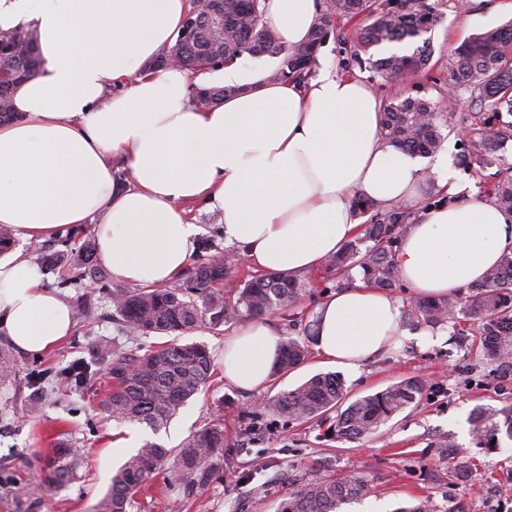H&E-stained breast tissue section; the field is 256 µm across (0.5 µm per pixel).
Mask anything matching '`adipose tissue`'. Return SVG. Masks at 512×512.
<instances>
[{
    "mask_svg": "<svg viewBox=\"0 0 512 512\" xmlns=\"http://www.w3.org/2000/svg\"><path fill=\"white\" fill-rule=\"evenodd\" d=\"M318 3L266 0L264 23L299 47ZM185 11L186 0H0V29H35L43 60L0 124V225L31 242L92 225L113 278L155 288L177 281L200 243L190 203L221 214L225 245L256 269L310 273L357 234L354 195L416 202L424 163L382 139L363 80L325 65L300 85L271 82L273 59L193 81L155 68ZM218 83L239 91L215 109L193 103L192 86ZM510 251L512 213L488 199L441 204L400 240L396 274L415 296H459ZM73 325L30 257L0 255V330L14 346L48 352ZM316 332L317 353L355 371L406 330L400 303L361 283L320 305ZM280 343L267 323H242L224 339L225 382L265 389Z\"/></svg>",
    "mask_w": 512,
    "mask_h": 512,
    "instance_id": "ef3b65f1",
    "label": "adipose tissue"
}]
</instances>
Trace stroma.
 Here are the masks:
<instances>
[{
    "instance_id": "obj_1",
    "label": "stroma",
    "mask_w": 512,
    "mask_h": 512,
    "mask_svg": "<svg viewBox=\"0 0 512 512\" xmlns=\"http://www.w3.org/2000/svg\"><path fill=\"white\" fill-rule=\"evenodd\" d=\"M440 8L445 20L429 35L434 55L425 72L390 80L369 63L352 62L356 32L348 24L341 27L340 37L323 45L318 60L336 67L348 64L349 75L362 78L383 100L397 93L442 99L451 83L449 55L468 36L512 20V0H466L461 9L454 0H442ZM459 141L452 132L443 142L456 172V196L483 197L492 170L462 165ZM327 278L326 270L316 271L300 305L269 316L268 324L281 336L306 338L327 294ZM97 316L98 323L76 324L73 335L50 352L13 354L15 374L0 382V512H92L129 454L117 447V440L135 435L172 448L216 422L224 428V451L215 459L209 482L191 489L169 467H161L135 495L128 512H172L176 505L181 512H277L288 493L304 483L353 470L369 476L372 495L385 502L387 512L417 502L424 503L427 512H451L455 507L464 512H512V499L493 500L501 487L512 488V441L501 439L496 448L478 446L471 424L475 408L512 403V369L483 363L470 341L453 338L447 327L432 328L422 345L403 341L359 371L339 369L351 401L401 381L416 380L422 386L415 402L376 433L358 440H339L327 423L289 421L265 407L274 395L330 371V364L318 355L258 393L226 383L222 352L224 337L233 329L229 323L219 331L202 327L192 333V340L209 349L214 375L159 434L140 424L113 420L103 411V381L83 388L47 385L38 413H28L26 404L34 393L32 368H68L75 360L88 358L91 343L100 338L140 355L160 341L156 335L118 331L109 300L98 301ZM61 442L81 449L84 461L68 483L30 504L22 489L51 473L52 450Z\"/></svg>"
}]
</instances>
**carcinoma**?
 Segmentation results:
<instances>
[{"label": "carcinoma", "mask_w": 512, "mask_h": 512, "mask_svg": "<svg viewBox=\"0 0 512 512\" xmlns=\"http://www.w3.org/2000/svg\"><path fill=\"white\" fill-rule=\"evenodd\" d=\"M265 0H224V32L207 26V15L215 0H187L185 17L197 22L196 33H177L172 46L157 57V66L168 63L172 54L191 72L213 70L234 63L245 54L278 59L269 73L271 81H304L317 65L318 53L331 35L338 32L339 18L356 26L357 42L363 53L385 44L423 38L410 54H390L369 60L380 75L397 79L429 67L433 48L425 35L444 21V12L430 0H330L319 11L307 42L288 48L263 24ZM0 123L14 118L13 92L16 85L36 76L41 68L35 30L19 27L0 30ZM453 86L468 91L484 103L487 111L471 113L470 141L475 161L484 167L498 164V180L486 189L487 196L501 209L512 212V164L499 152L512 141V20L468 37L449 58ZM237 92L234 86H212L194 94L196 103L216 107ZM449 127L448 113L432 99L400 96L383 104L381 134L396 148L428 155L442 144V129ZM354 210L365 218L357 237L348 241L328 260L334 272L332 287L354 283L353 271L364 282L386 291L397 287L395 247L417 219V212L396 202L380 204L355 196ZM49 270L64 268L67 274L58 286L79 285L87 279L96 287L77 297L74 313L78 320L93 315L95 302L110 300L124 332L157 333L168 340L142 355L97 341L92 360L74 362L64 372L41 369L31 376L39 389L49 382L71 386L93 382L105 366L112 388L102 400L112 418L144 425L157 433L194 398L213 376L214 363L205 345L185 340L204 325L217 330L226 323L262 318L275 311L295 309L309 285V274L270 272L248 280L236 276L237 255L227 253L216 260L201 259L187 279L175 288H114L96 262V245L91 232L82 227L54 239V248L42 255ZM410 315L438 327L446 326L454 336H473L484 359L512 365V252L504 254L484 281L471 286L462 297L413 298L407 303ZM308 345L290 338L282 343L272 379L301 366ZM421 388L402 381L343 406L346 396L341 379L333 373L310 377L297 388L279 393L269 406L291 420L331 422L336 438L353 440L378 430L393 415L416 400ZM336 417H331V412ZM473 437L489 445L503 434L512 440V405L480 408L472 418ZM224 447V428L213 424L191 434L177 448L146 441L112 474L106 492L93 512H127L133 496L161 466L168 465L176 477L190 485H202L212 475L217 449ZM58 465L51 484H62L73 476L81 462L78 448L60 445ZM370 480L361 471L340 478L324 477L308 482L288 494L279 512H341L343 505L367 494Z\"/></svg>", "instance_id": "cac0c4a2"}]
</instances>
